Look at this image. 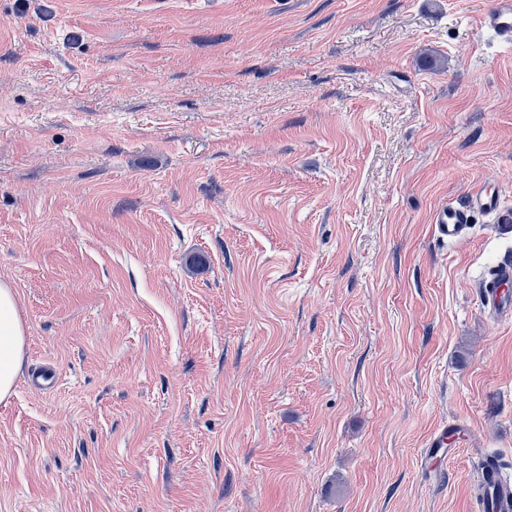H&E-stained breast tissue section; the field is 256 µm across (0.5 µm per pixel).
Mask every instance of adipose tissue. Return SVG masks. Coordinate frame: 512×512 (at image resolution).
Wrapping results in <instances>:
<instances>
[{"mask_svg":"<svg viewBox=\"0 0 512 512\" xmlns=\"http://www.w3.org/2000/svg\"><path fill=\"white\" fill-rule=\"evenodd\" d=\"M24 328L13 288L0 282V401L11 394L22 364Z\"/></svg>","mask_w":512,"mask_h":512,"instance_id":"obj_1","label":"adipose tissue"}]
</instances>
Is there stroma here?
Listing matches in <instances>:
<instances>
[{
	"mask_svg": "<svg viewBox=\"0 0 512 512\" xmlns=\"http://www.w3.org/2000/svg\"><path fill=\"white\" fill-rule=\"evenodd\" d=\"M491 2L0 0V512H477L512 469ZM480 183L501 216L441 245ZM512 258L500 261L481 288V304L497 321H512ZM24 328L13 288L0 282V401L11 394L22 364ZM482 476L477 479L479 489L476 495L479 512L512 511V478L506 474L500 463L487 459L482 466Z\"/></svg>",
	"mask_w": 512,
	"mask_h": 512,
	"instance_id": "obj_1",
	"label": "stroma"
}]
</instances>
